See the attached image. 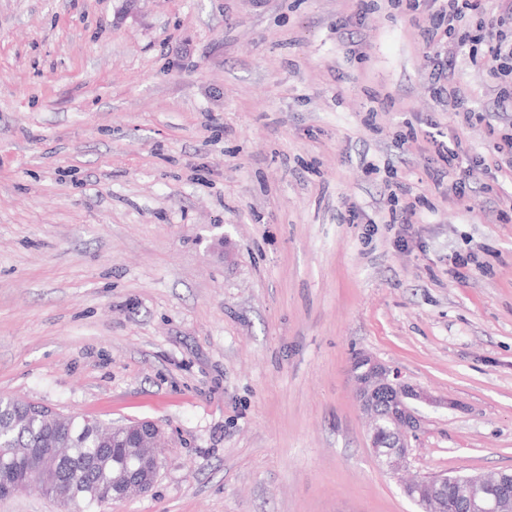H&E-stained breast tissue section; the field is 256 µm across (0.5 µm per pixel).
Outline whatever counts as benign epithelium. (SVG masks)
I'll use <instances>...</instances> for the list:
<instances>
[{
    "instance_id": "obj_1",
    "label": "benign epithelium",
    "mask_w": 512,
    "mask_h": 512,
    "mask_svg": "<svg viewBox=\"0 0 512 512\" xmlns=\"http://www.w3.org/2000/svg\"><path fill=\"white\" fill-rule=\"evenodd\" d=\"M350 372L356 383L357 402L371 419V451L384 460L388 471L395 473L406 462L410 440L420 427L414 403H428L430 397L419 387L399 381L385 363L368 353L355 354ZM132 431L144 465L112 483L113 501L126 498L133 490L149 492L160 470L163 431L158 424L145 419L133 424ZM28 480V471L0 466V498L24 491ZM461 484L460 500L448 496L445 473L406 484L403 492L420 512H512V482L505 474H469L462 477Z\"/></svg>"
}]
</instances>
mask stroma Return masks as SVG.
I'll return each mask as SVG.
<instances>
[{
    "mask_svg": "<svg viewBox=\"0 0 512 512\" xmlns=\"http://www.w3.org/2000/svg\"><path fill=\"white\" fill-rule=\"evenodd\" d=\"M438 21L0 0V396L166 434L152 490L100 512H418L369 447L359 351L433 398L405 477L512 472V109L452 42L460 126ZM432 129L465 194L430 180ZM425 135L427 139H430V141L435 145L436 152L444 162V167L437 170L435 175H433L435 184L439 188L444 185L445 179L447 185L448 180H450L454 175H459L461 172L464 160L460 154L461 141L458 140V137H456L455 140H449L448 142L441 140L438 137L443 136L439 131L436 133L426 131Z\"/></svg>",
    "mask_w": 512,
    "mask_h": 512,
    "instance_id": "1",
    "label": "stroma"
}]
</instances>
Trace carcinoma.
I'll return each instance as SVG.
<instances>
[{"label": "carcinoma", "mask_w": 512, "mask_h": 512, "mask_svg": "<svg viewBox=\"0 0 512 512\" xmlns=\"http://www.w3.org/2000/svg\"><path fill=\"white\" fill-rule=\"evenodd\" d=\"M26 402L0 397V459L17 448H30L40 456L53 448L67 449L56 465V474L71 498L85 507L105 503L103 488L112 482L118 464L135 465L121 450H112L110 422H100L80 413H58L53 420L11 417L25 408Z\"/></svg>", "instance_id": "obj_1"}]
</instances>
